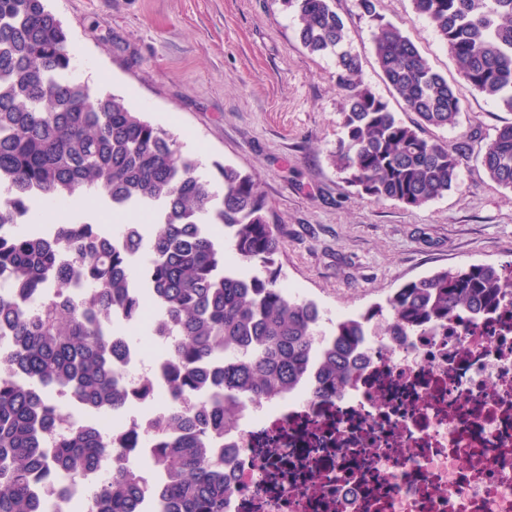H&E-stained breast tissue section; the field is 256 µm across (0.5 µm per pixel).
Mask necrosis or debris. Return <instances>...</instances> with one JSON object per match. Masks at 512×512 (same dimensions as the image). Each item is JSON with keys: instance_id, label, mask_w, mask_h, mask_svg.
Returning a JSON list of instances; mask_svg holds the SVG:
<instances>
[{"instance_id": "obj_1", "label": "necrosis or debris", "mask_w": 512, "mask_h": 512, "mask_svg": "<svg viewBox=\"0 0 512 512\" xmlns=\"http://www.w3.org/2000/svg\"><path fill=\"white\" fill-rule=\"evenodd\" d=\"M356 378L320 399V360L288 394L240 403L224 429V512H512V295L408 336L377 316ZM168 355L140 337L122 374L151 381L163 414ZM102 464L82 480L38 481L56 512H100Z\"/></svg>"}]
</instances>
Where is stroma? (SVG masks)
I'll use <instances>...</instances> for the list:
<instances>
[{
  "mask_svg": "<svg viewBox=\"0 0 512 512\" xmlns=\"http://www.w3.org/2000/svg\"><path fill=\"white\" fill-rule=\"evenodd\" d=\"M74 52V74L94 92L135 97L138 110L198 159L210 191L216 164L256 174L284 237L281 283L325 311L361 314L406 281L448 267L512 260V189L478 162L448 194L420 209L361 199L331 155L343 135L336 60L309 53L282 0H47ZM359 54L364 84L411 121L372 48L358 0H333ZM463 99L453 129L484 144L512 112L461 77L445 44L412 0H379Z\"/></svg>",
  "mask_w": 512,
  "mask_h": 512,
  "instance_id": "obj_1",
  "label": "stroma"
}]
</instances>
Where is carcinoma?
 I'll return each instance as SVG.
<instances>
[{
	"label": "carcinoma",
	"instance_id": "carcinoma-1",
	"mask_svg": "<svg viewBox=\"0 0 512 512\" xmlns=\"http://www.w3.org/2000/svg\"><path fill=\"white\" fill-rule=\"evenodd\" d=\"M282 2L296 14L303 46L336 57L344 137L332 158L359 194L421 208L456 186L473 159L491 181L512 188V123L477 150L463 137L422 135L425 126L456 127L463 103L400 27L378 22L372 44L386 81L417 117L409 125L363 83L332 0ZM412 2L464 80L512 112V0ZM215 167L224 184L219 200L172 134L124 97L73 79L67 34L46 0H0V334L12 338L10 353L0 354V512H42L33 493L38 475L77 479L106 450L112 471L100 491L103 512H224V456L213 448L233 417L226 404L288 391L317 353L319 306L281 285L284 241L257 177ZM78 192L104 196L115 211L154 210L159 227L129 224L116 246L99 224L58 214L37 223L38 202L63 209ZM214 224L238 261L258 270L232 264L210 233ZM507 288L512 269L501 265L442 268L404 283L377 311L389 309L401 328L418 332L491 308ZM34 297L36 311L27 306ZM147 302L156 314L147 335H178L167 343L171 400L148 433L163 478L148 506L128 455L143 436L138 425L122 447L112 445V433L82 426L41 447L62 396L94 415L127 405L115 364L128 341L112 337V320L139 326ZM332 335L322 396L354 374L359 319L336 321Z\"/></svg>",
	"mask_w": 512,
	"mask_h": 512
}]
</instances>
